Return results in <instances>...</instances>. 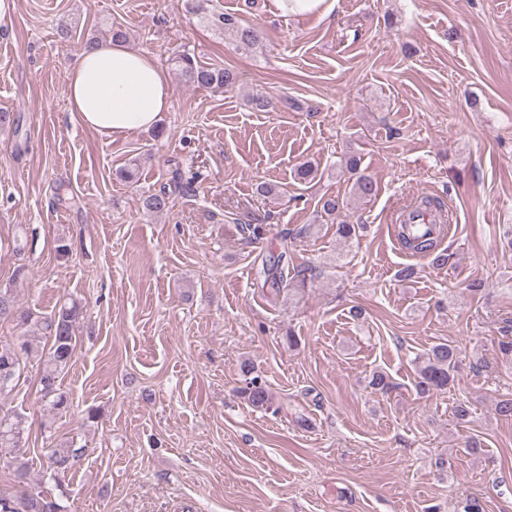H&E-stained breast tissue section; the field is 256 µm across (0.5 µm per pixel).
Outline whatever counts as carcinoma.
<instances>
[{
    "label": "carcinoma",
    "mask_w": 512,
    "mask_h": 512,
    "mask_svg": "<svg viewBox=\"0 0 512 512\" xmlns=\"http://www.w3.org/2000/svg\"><path fill=\"white\" fill-rule=\"evenodd\" d=\"M224 29L233 33L235 39L242 45L256 48L260 45L257 29L252 25H243L237 18L226 14L218 17ZM175 62L183 80L194 87L207 89L233 88L237 83L234 70L212 68L198 64L188 53L176 55ZM361 157L356 152L345 154L339 161L340 170L353 179V189L361 197H370L376 192L375 183L360 171ZM319 215L338 221L336 233L344 240L350 241L356 237L362 226L352 224L343 219V213L348 204L345 198L338 195L323 196L318 201ZM436 214L434 203L425 199L410 205L408 222L401 224L398 229V239L408 250L431 257L436 267L448 264L451 254L446 250L436 251V239L430 231L414 232L409 223ZM20 314L24 321L30 315L18 312L16 301L8 290H0V319ZM83 315L80 304L64 303L45 317L43 325L50 334L51 344L40 357L39 387L43 397L50 400L51 409L65 410L69 406L67 395L59 389V377L69 365L74 356L73 335L76 323ZM33 348L21 340H0V399L8 398L17 386L24 369L25 360L32 356ZM458 366V350L455 345L440 342L432 346L425 355L415 360V388L420 394L443 390L452 381L453 372ZM245 376L242 394L247 396L255 407L269 406V395L265 381L256 373L251 364L243 366ZM26 432V417L18 412L0 415V448H21ZM70 465V453L56 449L46 454V466L54 479L65 474ZM0 512H64V507L56 500L43 493L33 494L26 485H20V490L13 495H0Z\"/></svg>",
    "instance_id": "cac0c4a2"
}]
</instances>
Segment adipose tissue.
<instances>
[{"label": "adipose tissue", "mask_w": 512, "mask_h": 512, "mask_svg": "<svg viewBox=\"0 0 512 512\" xmlns=\"http://www.w3.org/2000/svg\"><path fill=\"white\" fill-rule=\"evenodd\" d=\"M65 86L78 120L114 137L154 127L172 96L164 71L150 54L111 41L82 51Z\"/></svg>", "instance_id": "obj_1"}]
</instances>
